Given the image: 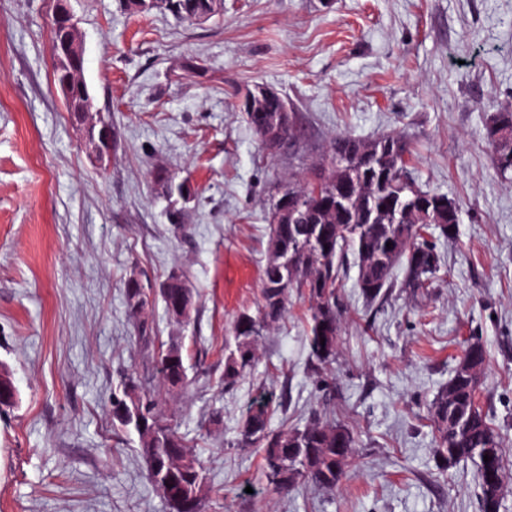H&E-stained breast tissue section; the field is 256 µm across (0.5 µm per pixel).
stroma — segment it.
<instances>
[{
    "label": "stroma",
    "mask_w": 512,
    "mask_h": 512,
    "mask_svg": "<svg viewBox=\"0 0 512 512\" xmlns=\"http://www.w3.org/2000/svg\"><path fill=\"white\" fill-rule=\"evenodd\" d=\"M54 0H0V364L19 399L0 411V512H169L136 435L112 416L134 377L200 461L205 512H479L477 468H440L428 407L469 342L487 370L479 402L512 465V178L487 127L512 101V0H224L203 23L123 0H69L83 77L115 139L104 167L66 110L51 55ZM267 86L297 136L266 150L243 96ZM404 137L411 177L459 208L428 287L366 304L341 275L336 361L315 369L308 302L291 291L253 367L224 386L241 312L256 313L274 184L326 161L336 135ZM188 180L174 231L153 181ZM183 272L195 307L155 342L182 345L188 384L168 389L126 312L124 284ZM269 428L313 412L345 425L355 453L332 491H278L263 453L240 447L249 409Z\"/></svg>",
    "instance_id": "obj_1"
}]
</instances>
